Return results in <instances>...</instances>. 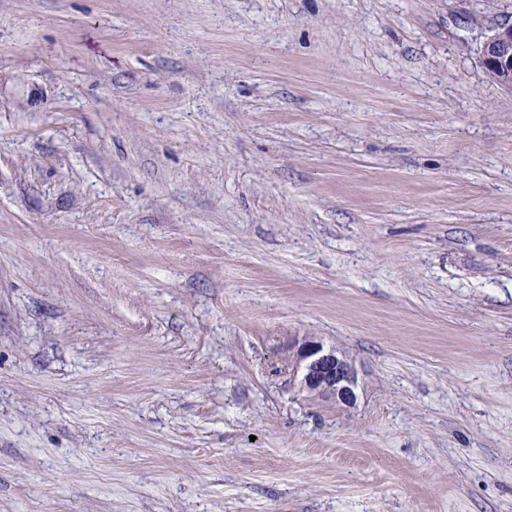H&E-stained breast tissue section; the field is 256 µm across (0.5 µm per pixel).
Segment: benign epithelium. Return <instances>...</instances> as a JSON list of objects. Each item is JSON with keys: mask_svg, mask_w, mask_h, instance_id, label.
Returning a JSON list of instances; mask_svg holds the SVG:
<instances>
[{"mask_svg": "<svg viewBox=\"0 0 512 512\" xmlns=\"http://www.w3.org/2000/svg\"><path fill=\"white\" fill-rule=\"evenodd\" d=\"M487 73L512 88V24H504L480 49ZM289 366L299 391L310 400L351 409L358 401L359 377L353 362L315 336H303L289 347Z\"/></svg>", "mask_w": 512, "mask_h": 512, "instance_id": "benign-epithelium-1", "label": "benign epithelium"}]
</instances>
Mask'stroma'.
I'll return each instance as SVG.
<instances>
[{"label": "stroma", "mask_w": 512, "mask_h": 512, "mask_svg": "<svg viewBox=\"0 0 512 512\" xmlns=\"http://www.w3.org/2000/svg\"><path fill=\"white\" fill-rule=\"evenodd\" d=\"M510 21L0 0V512H512ZM482 63L487 73L498 83L512 88V24H504L483 43L480 49ZM288 350L292 375L305 397L342 409L356 406L358 371L345 354L315 336L296 338Z\"/></svg>", "instance_id": "35a3bbf8"}]
</instances>
